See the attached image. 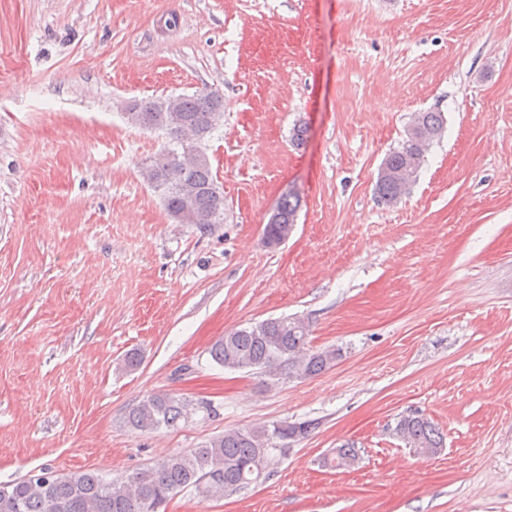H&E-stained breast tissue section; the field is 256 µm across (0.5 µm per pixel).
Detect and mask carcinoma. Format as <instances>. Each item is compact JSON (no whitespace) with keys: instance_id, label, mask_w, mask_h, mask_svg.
I'll return each mask as SVG.
<instances>
[{"instance_id":"carcinoma-1","label":"carcinoma","mask_w":512,"mask_h":512,"mask_svg":"<svg viewBox=\"0 0 512 512\" xmlns=\"http://www.w3.org/2000/svg\"><path fill=\"white\" fill-rule=\"evenodd\" d=\"M418 124L433 132H443L446 119L439 111L416 112ZM124 119L130 126L163 132L165 143L146 159L143 180L158 193L168 215L175 219L189 209L197 223L205 226L224 223V194L216 191L205 142L223 124L224 100L212 91L179 95L174 105L167 99L134 100L125 107ZM197 134L194 158L184 157L182 129ZM411 138L387 155L388 164L402 167L411 159ZM299 200L291 195L276 204L280 222L264 227V242L274 247L289 224L293 223ZM293 317L270 318L235 329L218 338L210 347L211 359L230 371H255L274 385L281 376L312 377L330 369L338 350L315 349L310 345L309 326L299 327ZM204 401L183 396H147L126 417V424L138 431L175 428ZM316 424L305 421L281 428L262 424L224 432L199 448L173 455L163 462L140 469L126 477L107 481L94 470L70 474L53 473L50 481L38 485L24 478L0 486V512H158L167 499L192 488L204 498H222L248 490L270 476L271 469L288 456L290 442L308 436ZM393 434L422 455L432 456L444 447L434 423L421 414L397 419ZM346 447L341 456L324 460L331 470H348L346 456H356Z\"/></svg>"}]
</instances>
